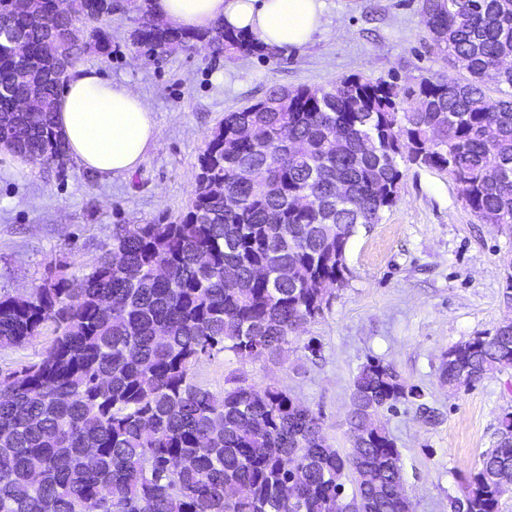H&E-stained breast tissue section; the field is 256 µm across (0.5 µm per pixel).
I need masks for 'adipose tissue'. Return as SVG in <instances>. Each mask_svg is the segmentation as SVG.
I'll use <instances>...</instances> for the list:
<instances>
[{"label": "adipose tissue", "mask_w": 512, "mask_h": 512, "mask_svg": "<svg viewBox=\"0 0 512 512\" xmlns=\"http://www.w3.org/2000/svg\"><path fill=\"white\" fill-rule=\"evenodd\" d=\"M151 10L187 30H203L220 20L288 51L320 30L324 0H152ZM55 122L70 158L106 177L133 173L160 134L139 93L93 70L70 73L57 98Z\"/></svg>", "instance_id": "1"}]
</instances>
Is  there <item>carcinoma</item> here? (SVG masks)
I'll return each instance as SVG.
<instances>
[{
  "mask_svg": "<svg viewBox=\"0 0 512 512\" xmlns=\"http://www.w3.org/2000/svg\"><path fill=\"white\" fill-rule=\"evenodd\" d=\"M104 4L69 0L51 30L39 14L55 0H0V140L35 164L69 160L55 102L68 68L109 53ZM136 10L133 45L149 55L193 41L276 55L221 21L190 34L153 22L150 0ZM420 16L438 70L409 86L353 74L269 90L207 135L177 221L114 224L89 272L50 269L33 292L0 296V349L56 333L37 362L0 373V512H413L389 431L359 432L366 409L406 402L438 420L391 364L370 358L353 377L345 452L288 390L237 380L217 395L194 366L226 350L285 358L346 285L349 239L395 204L404 162L448 172L483 223L512 224V67L493 71L512 47V0H421ZM509 368L512 323L450 346L438 378L454 395ZM508 428L512 412L456 512H498Z\"/></svg>",
  "mask_w": 512,
  "mask_h": 512,
  "instance_id": "carcinoma-1",
  "label": "carcinoma"
}]
</instances>
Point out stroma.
Returning <instances> with one entry per match:
<instances>
[{"instance_id": "stroma-1", "label": "stroma", "mask_w": 512, "mask_h": 512, "mask_svg": "<svg viewBox=\"0 0 512 512\" xmlns=\"http://www.w3.org/2000/svg\"><path fill=\"white\" fill-rule=\"evenodd\" d=\"M419 3L325 0L312 42L272 59H230L201 43L149 56L129 39L138 19L133 7L103 19L112 52L88 54L80 65L140 93L160 135L135 172L108 178L72 161L59 174L1 158L0 294L32 292L51 266L88 271L111 244L113 225L177 220L193 197L207 134L266 90L320 87L358 73L411 85L438 69ZM510 252L512 234L481 223L446 173L405 167L395 204L348 242L346 287L300 330L319 353L271 361L220 352L198 362L196 380L215 393L235 378L285 388L321 413L326 437L345 449L353 376L367 359L391 363L439 414L432 424L405 403L382 416L402 455L405 490L414 512H450L494 445L500 416L512 411V370L451 395L438 367L451 345L512 318L502 299V258Z\"/></svg>"}]
</instances>
